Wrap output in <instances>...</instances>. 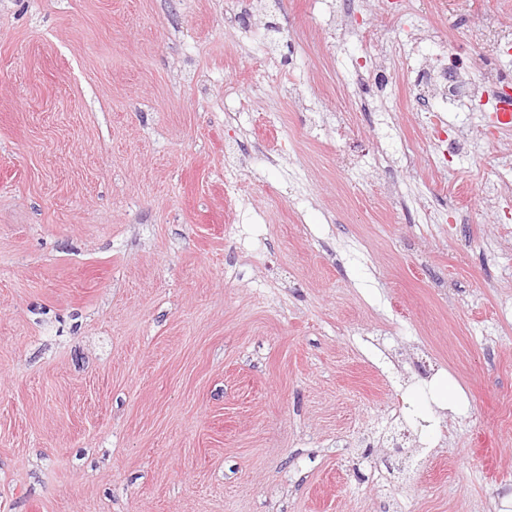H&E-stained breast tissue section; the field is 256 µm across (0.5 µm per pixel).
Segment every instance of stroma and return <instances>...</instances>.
Returning <instances> with one entry per match:
<instances>
[{
  "label": "stroma",
  "mask_w": 512,
  "mask_h": 512,
  "mask_svg": "<svg viewBox=\"0 0 512 512\" xmlns=\"http://www.w3.org/2000/svg\"><path fill=\"white\" fill-rule=\"evenodd\" d=\"M354 9L0 0V512H512V130L343 82L512 0Z\"/></svg>",
  "instance_id": "1"
}]
</instances>
